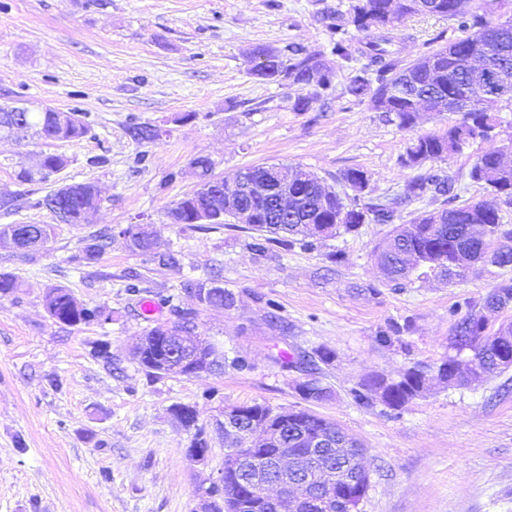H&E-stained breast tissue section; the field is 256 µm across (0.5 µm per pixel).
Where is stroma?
<instances>
[{
    "label": "stroma",
    "mask_w": 512,
    "mask_h": 512,
    "mask_svg": "<svg viewBox=\"0 0 512 512\" xmlns=\"http://www.w3.org/2000/svg\"><path fill=\"white\" fill-rule=\"evenodd\" d=\"M355 0H0V104H31L78 112L88 125L77 141L28 133L0 138V210L7 224H51L52 238L35 253L0 242V273L17 290L0 297V512H191L224 468V438L215 433L221 409L265 404L301 409L300 374L280 353L329 350L319 364L331 399L315 412L365 448L370 473L360 512H512V369L461 386L434 384L400 415L357 406L350 390L363 378H389L407 367L435 365L451 355L454 311L484 297L498 281L491 267L456 285L428 278L407 288L381 286L375 245L391 230L365 224L313 251L253 255L247 232L228 226L200 231L172 223L168 210L197 189L195 157L227 177L261 163L313 172L337 192L351 168L369 177L367 196L402 199V220L430 209L406 200L414 169L400 161L410 139L442 132L452 112L421 113L405 130L346 92L364 58L343 64L333 93L292 108L299 90L250 72L248 53L296 42L328 48V27ZM403 62L425 42L461 38L454 21L402 16L390 30ZM502 132L474 140L443 170L459 176L461 201L485 196L468 172L476 157L502 151L512 163V103H502ZM149 124L158 139L136 143L128 130ZM65 156L49 178L36 171L42 155ZM143 164H135L136 155ZM33 171V180L18 176ZM92 183L101 203L92 223H57L40 207L66 184ZM140 226L159 252L178 253L168 268L130 251L120 231ZM115 236L95 260L81 258L89 235ZM221 271L236 296L229 309H204L182 292L183 281ZM148 299L147 314L127 292L129 275ZM60 286L77 302L111 311L110 321L68 326L52 320L46 292ZM178 295L195 310L197 331L227 359L223 374L147 375L133 358L143 330L170 320L160 300ZM283 319L271 326L270 312ZM410 322L404 346L377 335L389 322ZM110 346V360H92L91 342ZM247 359L249 369L232 366ZM195 407L209 433L205 460L187 455L192 433L173 417Z\"/></svg>",
    "instance_id": "stroma-1"
}]
</instances>
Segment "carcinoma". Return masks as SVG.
Instances as JSON below:
<instances>
[{"mask_svg": "<svg viewBox=\"0 0 512 512\" xmlns=\"http://www.w3.org/2000/svg\"><path fill=\"white\" fill-rule=\"evenodd\" d=\"M392 2L357 0L349 18L341 16L328 26L330 55L336 62L327 60L321 52L308 53L297 43L288 44L284 52L256 46L251 54L266 57L267 64L262 71L253 69L254 74L269 83L314 87L312 96L299 95L293 103L295 111L305 112L311 98L329 95L340 64L351 61L359 53L367 58V64L350 81L347 94L359 103L367 98L374 101L378 110L394 115L401 129L413 128L425 109L438 113L448 111L450 98L470 101V110L446 130L439 134H422L410 142L402 156V163L408 167L420 168L428 162L448 161L470 141L497 136L495 98L478 95L459 61L477 49L489 47L501 70L499 83L512 89V0H398L399 6L394 11L390 9ZM401 15L446 17L469 35L445 45L437 44L435 37L425 43L426 50L418 58L403 67L395 56L389 36L395 19ZM350 25L364 34L360 48L350 35ZM32 129L47 139L78 140L87 133L88 126L75 112L48 107L28 113L22 124L15 120L14 113L0 111V134L14 135ZM66 163L60 155L43 156V176L58 171ZM252 175L270 188L266 195L240 199L241 204L255 214L256 221L249 225L252 231L249 248L260 256L275 246L284 250L297 246L311 251L327 238L355 232L363 224L374 223L393 225L390 234L373 249L385 287L401 289L415 278L430 276L456 284L465 280L471 271L489 266L512 268V226L503 223L501 210L488 203V198L495 195L512 197V176L500 173L494 151L478 156L469 172L472 181L484 185L487 197L457 205L458 180L442 169H430L409 182L406 199L427 197L440 207L420 211L403 224L396 223L403 200L396 198L386 203L366 200L369 179L360 169H349L343 174L348 192L341 195L334 191L324 197L320 195L317 178L309 179L307 173L295 171L290 187L303 194L299 220L275 213L278 182L272 175L261 166L253 167ZM99 201L95 185L77 183L57 189L38 205L49 208L60 222L75 225L91 223ZM205 203L204 193L199 191L183 196L168 211L171 223H193L194 211ZM23 229L29 236L15 239V246L24 251L40 246L54 233L51 224H27ZM123 235L131 250L156 257L159 264L169 268L180 266L178 254L153 252L150 238L135 226L126 228ZM111 242L110 230L90 236L86 239L83 259H95ZM183 288L186 291L196 289L195 299L205 308H231L235 304L234 293L216 285L214 278L188 280ZM165 303L175 319L183 322L184 328L194 325V311L182 308L170 298ZM494 303L499 312L512 306V277L501 279L481 301L465 304V314L456 321L451 342L458 353L470 351V360L476 362L483 374L512 367V323H503L496 331L489 332L488 310ZM45 306L51 319L70 326L112 319L103 308L81 304L61 287L49 289ZM405 330V326L390 323L379 331L377 341L386 346L395 343L402 346ZM149 352L150 349L140 343L134 358L148 374L155 376L159 371L151 363ZM286 364L303 372L304 378L296 383L303 401L322 403L331 398V391L323 385L314 360L292 356ZM431 370L430 366L415 364L397 379L372 375L352 390V396L357 404L371 406L382 391L386 410L398 414L406 404L429 390ZM242 410L244 420L266 429L268 437L259 441L255 453L266 458L268 467H273L276 449L281 447L280 428L288 427V447L297 449L301 458L310 453L309 439L321 435L335 448L332 469L342 482L337 491L351 489V485L343 481L351 477L354 470L352 449L357 444L336 423L304 409L276 411L264 404H252L242 406Z\"/></svg>", "mask_w": 512, "mask_h": 512, "instance_id": "carcinoma-1", "label": "carcinoma"}]
</instances>
